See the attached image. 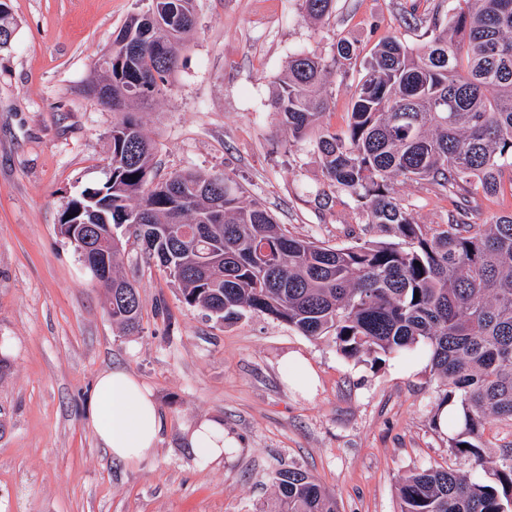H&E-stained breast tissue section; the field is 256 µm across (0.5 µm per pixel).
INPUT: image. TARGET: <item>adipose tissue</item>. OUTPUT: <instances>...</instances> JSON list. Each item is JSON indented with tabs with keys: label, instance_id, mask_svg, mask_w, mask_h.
I'll use <instances>...</instances> for the list:
<instances>
[{
	"label": "adipose tissue",
	"instance_id": "obj_1",
	"mask_svg": "<svg viewBox=\"0 0 512 512\" xmlns=\"http://www.w3.org/2000/svg\"><path fill=\"white\" fill-rule=\"evenodd\" d=\"M90 423L113 458L137 466L152 456L166 419L151 392L129 371L115 368L96 381ZM187 442L199 458L209 460L222 455L230 439L221 422L205 419Z\"/></svg>",
	"mask_w": 512,
	"mask_h": 512
}]
</instances>
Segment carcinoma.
<instances>
[{
	"instance_id": "carcinoma-1",
	"label": "carcinoma",
	"mask_w": 512,
	"mask_h": 512,
	"mask_svg": "<svg viewBox=\"0 0 512 512\" xmlns=\"http://www.w3.org/2000/svg\"><path fill=\"white\" fill-rule=\"evenodd\" d=\"M298 2L318 23L335 0ZM410 22L431 30L422 50L385 37L361 58L340 39L329 60L292 56L271 98L288 142L315 135L328 187L348 195L379 237L336 247L294 235L227 173L157 178L153 144L130 109L167 89L197 26L195 0H162L150 23L132 14L95 63L85 92L105 89L122 115L109 133L112 169L71 201L60 233L77 221L96 226L112 272L108 313L128 330L141 306L117 273L114 228L123 224L183 302L220 321L260 314L330 336L343 356L373 365L426 349L443 386L439 406L459 415L448 448L474 474L437 465L408 475L399 512H512V444L492 452L484 441L489 425L512 423V211L473 222L479 194L512 192V0H455L443 29L414 13ZM358 59L346 128L332 130L330 99ZM407 182L446 195L448 223H419L399 199ZM273 483L275 512H337L300 468L277 471Z\"/></svg>"
}]
</instances>
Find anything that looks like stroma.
<instances>
[{"label": "stroma", "mask_w": 512, "mask_h": 512, "mask_svg": "<svg viewBox=\"0 0 512 512\" xmlns=\"http://www.w3.org/2000/svg\"><path fill=\"white\" fill-rule=\"evenodd\" d=\"M15 28L0 51V512H257L272 478L295 466L336 498L338 512H398V488L435 464L462 468L432 419L440 390L420 350L380 366L344 357L270 318L225 324L187 307L141 244L117 228L123 275L138 289L141 326L124 332L105 289L59 231L70 201L109 173L114 116L84 92L94 63L146 0H7ZM454 0H336L321 24L298 0H196L198 28L168 89L138 112L157 174L229 173L296 235L343 247L362 226L327 188L312 143L289 144L269 98L290 56H331L339 39L370 52L394 36L428 40L405 10L447 25ZM420 223L448 221L446 197L400 188ZM305 356L318 383L285 382ZM128 369L167 426L153 455L113 459L88 420L97 377ZM218 418L236 440L202 461L186 437Z\"/></svg>", "instance_id": "35a3bbf8"}]
</instances>
